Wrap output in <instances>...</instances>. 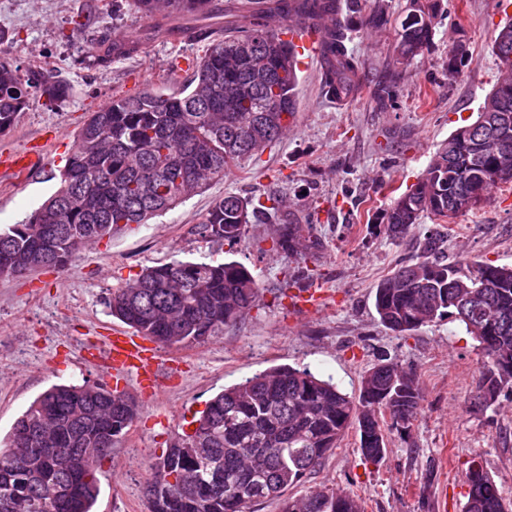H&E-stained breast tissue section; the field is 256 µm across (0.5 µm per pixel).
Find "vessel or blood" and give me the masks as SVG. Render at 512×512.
Listing matches in <instances>:
<instances>
[{"label": "vessel or blood", "mask_w": 512, "mask_h": 512, "mask_svg": "<svg viewBox=\"0 0 512 512\" xmlns=\"http://www.w3.org/2000/svg\"><path fill=\"white\" fill-rule=\"evenodd\" d=\"M321 27V22L290 15L281 32L294 46L295 66H304L321 57ZM35 165L29 153H0V173L24 174ZM97 362L103 372L117 381L132 374L138 381L150 383L160 369L159 353L149 339L120 331L113 332L98 350Z\"/></svg>", "instance_id": "vessel-or-blood-1"}]
</instances>
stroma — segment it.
Masks as SVG:
<instances>
[{"instance_id":"obj_1","label":"stroma","mask_w":512,"mask_h":512,"mask_svg":"<svg viewBox=\"0 0 512 512\" xmlns=\"http://www.w3.org/2000/svg\"><path fill=\"white\" fill-rule=\"evenodd\" d=\"M90 28H75L87 2ZM434 45L404 73L398 98L377 110L368 87L385 75L394 25L357 30L351 48L364 62L360 89L346 103L324 98L319 62L300 71L294 126L257 160L211 182L202 192L146 224H134L84 248L68 266L0 277V446L14 422L58 384L108 383L90 359L122 329L105 300L142 269L211 258L245 265L260 285L256 305L239 323L206 342L163 346L156 396L136 379L119 382L139 413L111 455L98 466L94 512H149L144 487L150 467L178 436L189 432L207 402L224 388L276 366L306 367L359 394L365 373L390 356L418 377L424 400L408 430L387 433L381 465L365 463L355 429H348L319 467L290 487L299 497L322 486L360 498L365 512H465L462 472L478 459L512 503V397L474 407L483 352L458 321L446 317L397 335L374 307L377 283L415 259L430 218L403 238L390 239L383 216L393 192L415 183L436 146L475 120L495 85L492 37L506 13L497 0H444ZM147 22L126 0H0V29L10 40L0 54L23 69H47L73 88L51 105L33 98L0 151L38 144L42 162L27 177L0 176V228L23 220L57 188L58 174L89 112L143 87L183 83L205 42L177 34L143 40L136 54L108 67L92 66L88 48L101 37L143 31ZM462 30L469 60L445 74L449 36ZM282 197L277 222L248 225L235 242H209L195 233L212 202L226 193ZM308 227L300 253L272 247L276 224ZM448 263L472 258L512 266V184L495 189L481 207L445 225ZM316 290V309H296L293 295Z\"/></svg>"}]
</instances>
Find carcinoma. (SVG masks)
<instances>
[{"label": "carcinoma", "mask_w": 512, "mask_h": 512, "mask_svg": "<svg viewBox=\"0 0 512 512\" xmlns=\"http://www.w3.org/2000/svg\"><path fill=\"white\" fill-rule=\"evenodd\" d=\"M312 19L333 16L322 53L323 95L343 103L358 91L360 60L348 49L357 26L389 22L386 0H372L368 15L358 0H296ZM153 21L145 35L157 37L161 21L209 20L213 0H130ZM283 0L246 4L242 21L224 22L191 79L173 89H145L115 96L91 113L61 174L60 187L24 221L0 232V277L36 265L67 266L88 243L130 225L145 224L222 179L242 162L262 155L287 132L298 112L297 70L291 47L274 22ZM442 16L441 0H408L395 30L388 73L370 89L381 111L392 105L403 71L425 50ZM499 71H512V22L499 26L492 42ZM134 47L99 39L89 54L100 64L129 57ZM468 53L448 52L455 76ZM72 87L47 71L23 70L0 58V134L9 132L33 96L50 102ZM487 112L512 122V83H496L477 120L439 144L417 182L396 195L386 210L385 232L400 238L422 217L456 218L475 210L491 189L512 183L498 166L512 156L507 141L480 123ZM283 207L277 197L226 195L213 202L196 233L233 242L258 218ZM297 224L277 225L273 247L294 253ZM446 235L424 234L420 256L382 279L375 309L392 331L405 334L452 317L482 346L486 361L476 407L497 402L512 388V266L471 259L467 270L439 258ZM259 297V284L242 264L174 261L145 268L112 290V316L165 345L205 342L241 320ZM422 400L419 379L398 363L381 359L362 378L354 400L308 369L279 367L227 387L207 405L198 428L164 449L151 466L149 512H251L264 500L280 512H364L355 497L323 486L301 497H284L306 472L319 466L350 427L362 456L378 464L386 455V430H406ZM137 406L105 384L54 386L16 420L9 446L0 448V512H92L99 494L96 462L112 453L136 416ZM42 429L46 439L31 436ZM465 512H509L483 467L470 462Z\"/></svg>", "instance_id": "carcinoma-1"}]
</instances>
